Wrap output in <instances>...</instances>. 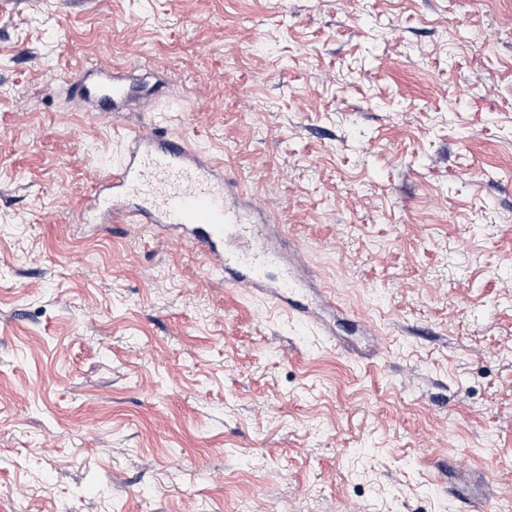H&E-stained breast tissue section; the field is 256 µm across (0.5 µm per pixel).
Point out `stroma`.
Masks as SVG:
<instances>
[{
  "label": "stroma",
  "instance_id": "stroma-1",
  "mask_svg": "<svg viewBox=\"0 0 512 512\" xmlns=\"http://www.w3.org/2000/svg\"><path fill=\"white\" fill-rule=\"evenodd\" d=\"M210 152L293 300L90 224L119 155L68 94ZM512 501V0L0 9V512H499ZM126 74L109 65H92L75 81L76 99L83 112H113L112 118L132 102L126 89Z\"/></svg>",
  "mask_w": 512,
  "mask_h": 512
}]
</instances>
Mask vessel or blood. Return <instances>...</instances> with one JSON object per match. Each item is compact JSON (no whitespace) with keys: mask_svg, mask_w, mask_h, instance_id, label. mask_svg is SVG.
<instances>
[{"mask_svg":"<svg viewBox=\"0 0 512 512\" xmlns=\"http://www.w3.org/2000/svg\"><path fill=\"white\" fill-rule=\"evenodd\" d=\"M85 112L124 111L130 103L126 74L109 65L85 69L75 82ZM120 159L84 199L103 223L127 215L157 225L165 234L193 242L218 267L225 285L285 303L294 275L270 282L266 251L229 254L228 234L245 224L248 207L240 184L208 152L156 131H134L120 141Z\"/></svg>","mask_w":512,"mask_h":512,"instance_id":"1","label":"vessel or blood"}]
</instances>
